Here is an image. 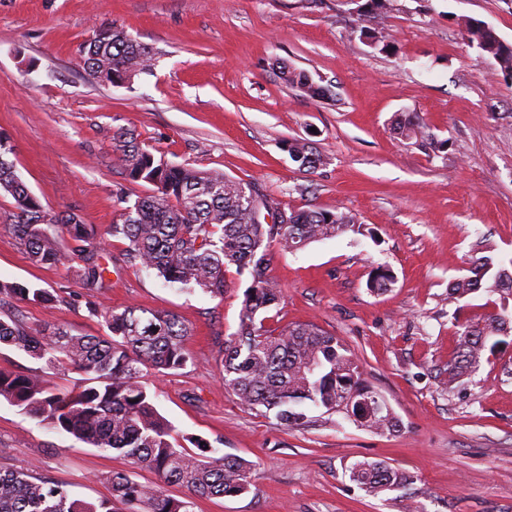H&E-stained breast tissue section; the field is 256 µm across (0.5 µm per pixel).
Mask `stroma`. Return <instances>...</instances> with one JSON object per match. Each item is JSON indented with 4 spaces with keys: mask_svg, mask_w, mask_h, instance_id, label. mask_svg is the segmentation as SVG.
<instances>
[{
    "mask_svg": "<svg viewBox=\"0 0 512 512\" xmlns=\"http://www.w3.org/2000/svg\"><path fill=\"white\" fill-rule=\"evenodd\" d=\"M387 51L360 37L353 0H0V136L18 177L53 215L75 212L98 245L104 285L84 286L73 263L38 266L12 230L14 201L0 191V281L48 290L54 302H0L1 314L46 331L102 336L90 306L175 314L192 360L144 381L179 445L203 438L255 465L250 492L197 500L194 512H512V344L458 382L448 379L457 324L493 311L495 295L448 299L474 249L512 257V80L462 33L478 20L512 43V0H399ZM115 23L151 47L153 74L99 82L81 49L95 25ZM329 90L309 97L286 85L278 62ZM423 117L444 149L402 141L392 119ZM133 130L165 161L262 185L282 207L354 213L361 232L274 250L284 298L271 327L317 325L343 339L367 382L401 420L376 434L345 414L308 410L286 428L274 413L239 403L224 387L219 347L236 332L247 279L223 298L187 294L127 263L113 236L129 197L149 186L115 162L112 135ZM304 139L329 161L299 170L286 145ZM389 267L390 289L368 291ZM0 368L44 369L0 348ZM67 391V365L44 369ZM383 461L415 481L371 497L350 481L358 461ZM0 467L36 469L79 499L112 496L107 477L153 472L39 425L0 402Z\"/></svg>",
    "mask_w": 512,
    "mask_h": 512,
    "instance_id": "35a3bbf8",
    "label": "stroma"
}]
</instances>
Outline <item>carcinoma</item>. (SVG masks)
Instances as JSON below:
<instances>
[{
	"mask_svg": "<svg viewBox=\"0 0 512 512\" xmlns=\"http://www.w3.org/2000/svg\"><path fill=\"white\" fill-rule=\"evenodd\" d=\"M370 26L361 30L366 43L378 51L391 40L386 21L400 10L399 0H365ZM477 21L466 20L468 40L492 56L504 77L512 78V44L493 34L476 31ZM101 37L83 47L85 69L96 76L104 71L133 80L152 70L151 48L132 39L112 23L99 25ZM282 80L312 97L324 94L310 76L287 66ZM393 127L403 140L439 150L427 126L414 113H399ZM116 163L133 182L151 185L148 193L125 207L112 236L127 241L129 262L152 270L165 283L212 298L224 297L233 276H247L241 318L235 333L224 338L220 363L224 388L250 409H277L287 428L306 425L305 408L327 414L343 412L361 426L381 434L401 431L399 419L387 402L367 383L358 360L340 338L313 324H288L281 329L265 325L267 313L278 307L283 293L269 273L273 248L298 251L312 242L334 238L355 229L356 216L317 208L279 207L254 183H241L217 171L156 159L137 143V135L120 128L112 136ZM0 143V189L15 202L13 230L30 259L39 265L83 262L80 276L88 288L103 282L104 268L79 216L70 212L47 218L41 201L19 180L13 163L3 158ZM299 167L314 171L326 156L309 143L288 146ZM72 242L66 251L58 229ZM386 267L372 271L367 287L385 291L394 283ZM484 290L512 296V259L494 265L486 256L473 257L467 275L454 280L448 297L460 301ZM0 296L47 303L49 292L19 283L0 282ZM104 319L106 336H83L58 328L51 333L0 318V344L45 362L49 368L69 365L84 376L78 389L62 393L41 371L0 370V401L19 408L27 417L59 433L104 451L116 452L136 467L153 471L158 484L135 481L123 471L109 477L113 498L98 503L78 499L62 484L34 469L0 468V512H192L194 498L245 494L253 485L252 462L218 454L201 439L202 453L190 454L172 442L173 426L158 411L143 383L151 368L164 375L186 367L187 330L173 314L127 306L121 311L93 307ZM458 345L448 366V380L457 381L477 371L485 352L507 344L512 336V312L499 311L478 321L458 324ZM350 480L372 496L404 490L413 477L380 461H359L349 470ZM174 483L189 496L176 499L163 485ZM127 510L115 507V503Z\"/></svg>",
	"mask_w": 512,
	"mask_h": 512,
	"instance_id": "carcinoma-1",
	"label": "carcinoma"
}]
</instances>
